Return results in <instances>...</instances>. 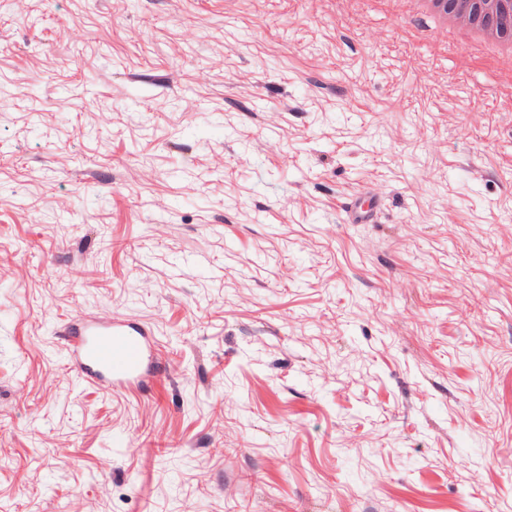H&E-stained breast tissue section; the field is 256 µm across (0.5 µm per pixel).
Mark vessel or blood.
Wrapping results in <instances>:
<instances>
[{"instance_id":"1","label":"vessel or blood","mask_w":512,"mask_h":512,"mask_svg":"<svg viewBox=\"0 0 512 512\" xmlns=\"http://www.w3.org/2000/svg\"><path fill=\"white\" fill-rule=\"evenodd\" d=\"M64 334L70 364L88 384L128 386L159 368L147 331L123 322L80 316L65 324Z\"/></svg>"}]
</instances>
